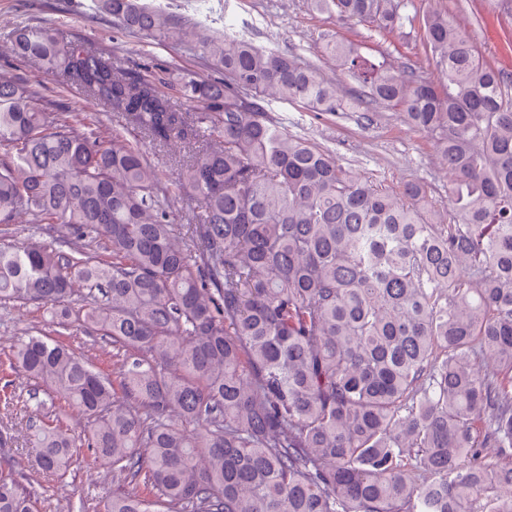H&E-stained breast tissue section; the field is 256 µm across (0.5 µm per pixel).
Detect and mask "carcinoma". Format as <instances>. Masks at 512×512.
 <instances>
[{
	"instance_id": "cac0c4a2",
	"label": "carcinoma",
	"mask_w": 512,
	"mask_h": 512,
	"mask_svg": "<svg viewBox=\"0 0 512 512\" xmlns=\"http://www.w3.org/2000/svg\"><path fill=\"white\" fill-rule=\"evenodd\" d=\"M93 2L224 80L169 73L186 112L152 67L48 27L13 33L17 56L122 119L104 137L0 72V224L49 225L0 239V303L50 314L0 351V405L35 412V471L108 468L104 512H512V77L445 11L423 21L439 85L323 35L347 101L286 51L148 0ZM307 6L380 34L415 21L405 0ZM273 102L351 104L368 125L398 111L448 171L456 223L424 185L385 187L288 131ZM174 200L193 203L187 234ZM77 323L112 345V368L72 347ZM19 372L44 398L18 400ZM42 509L7 454L0 512Z\"/></svg>"
}]
</instances>
